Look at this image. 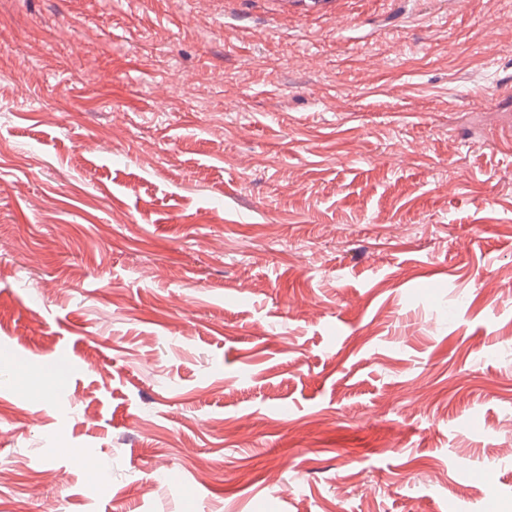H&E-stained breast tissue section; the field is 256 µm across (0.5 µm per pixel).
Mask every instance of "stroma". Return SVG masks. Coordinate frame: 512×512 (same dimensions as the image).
<instances>
[{"label": "stroma", "mask_w": 512, "mask_h": 512, "mask_svg": "<svg viewBox=\"0 0 512 512\" xmlns=\"http://www.w3.org/2000/svg\"><path fill=\"white\" fill-rule=\"evenodd\" d=\"M339 11L0 0L11 512H512V17Z\"/></svg>", "instance_id": "35a3bbf8"}]
</instances>
